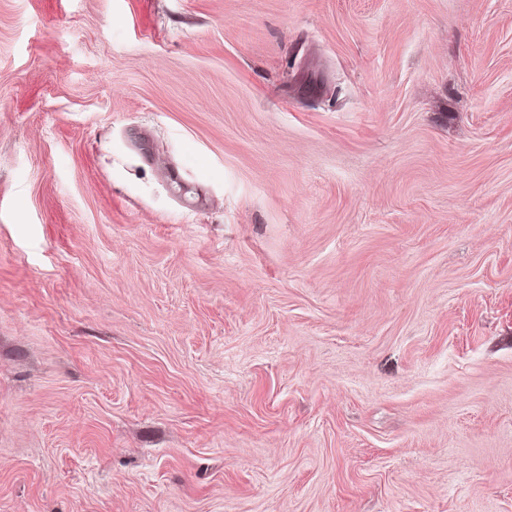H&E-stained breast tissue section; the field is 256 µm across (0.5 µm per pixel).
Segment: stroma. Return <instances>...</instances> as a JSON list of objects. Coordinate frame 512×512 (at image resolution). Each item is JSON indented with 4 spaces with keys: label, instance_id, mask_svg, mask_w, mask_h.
<instances>
[{
    "label": "stroma",
    "instance_id": "1",
    "mask_svg": "<svg viewBox=\"0 0 512 512\" xmlns=\"http://www.w3.org/2000/svg\"><path fill=\"white\" fill-rule=\"evenodd\" d=\"M0 512H512V0H0Z\"/></svg>",
    "mask_w": 512,
    "mask_h": 512
}]
</instances>
